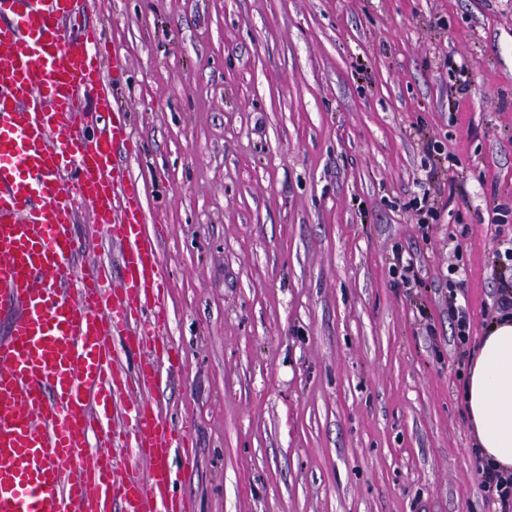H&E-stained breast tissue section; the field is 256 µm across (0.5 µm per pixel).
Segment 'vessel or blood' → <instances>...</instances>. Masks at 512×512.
<instances>
[{
    "instance_id": "obj_1",
    "label": "vessel or blood",
    "mask_w": 512,
    "mask_h": 512,
    "mask_svg": "<svg viewBox=\"0 0 512 512\" xmlns=\"http://www.w3.org/2000/svg\"><path fill=\"white\" fill-rule=\"evenodd\" d=\"M72 5L0 0V512H189L172 467L192 458L187 432L149 399L129 409L126 436L109 412L128 383L113 335L144 350L145 392L178 353L167 268L123 172L132 140L114 91L125 59L99 29L67 37ZM90 85L93 113L81 101ZM82 202L120 248V283L103 261L84 262L69 232ZM126 447L141 477L118 478ZM88 450L91 462L66 475Z\"/></svg>"
}]
</instances>
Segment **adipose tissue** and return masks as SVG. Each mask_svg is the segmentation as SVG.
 Masks as SVG:
<instances>
[{
	"label": "adipose tissue",
	"instance_id": "adipose-tissue-1",
	"mask_svg": "<svg viewBox=\"0 0 512 512\" xmlns=\"http://www.w3.org/2000/svg\"><path fill=\"white\" fill-rule=\"evenodd\" d=\"M463 402L477 448L496 469L512 473V316L497 317L482 336Z\"/></svg>",
	"mask_w": 512,
	"mask_h": 512
}]
</instances>
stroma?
I'll return each instance as SVG.
<instances>
[{
  "mask_svg": "<svg viewBox=\"0 0 512 512\" xmlns=\"http://www.w3.org/2000/svg\"><path fill=\"white\" fill-rule=\"evenodd\" d=\"M99 25L191 512H494L460 392L512 280V0H79L66 33ZM88 212L71 234L120 276ZM448 315L454 322L455 336L457 346L465 345L470 336L471 321L467 312L456 305V294H454L453 283L448 282Z\"/></svg>",
  "mask_w": 512,
  "mask_h": 512,
  "instance_id": "stroma-1",
  "label": "stroma"
}]
</instances>
